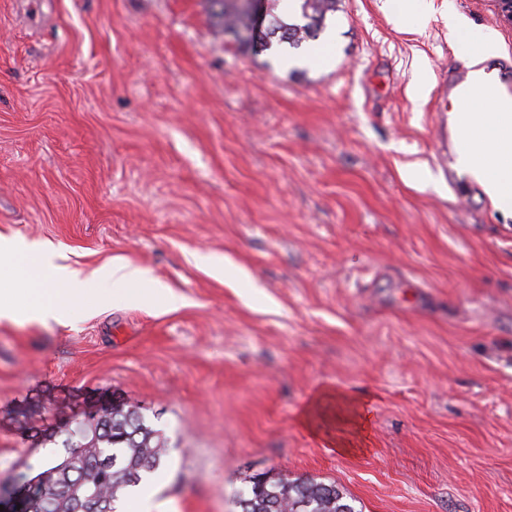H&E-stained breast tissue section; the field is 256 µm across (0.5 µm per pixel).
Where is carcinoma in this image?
<instances>
[{"label":"carcinoma","instance_id":"1","mask_svg":"<svg viewBox=\"0 0 512 512\" xmlns=\"http://www.w3.org/2000/svg\"><path fill=\"white\" fill-rule=\"evenodd\" d=\"M283 0H268L262 29L253 27L246 0H206L210 17L247 46L286 44L298 49L316 40L327 14L336 12V0H293L299 15L280 10ZM87 447L69 468H58L65 441L55 432L42 435L48 446L38 461L47 473L42 496L51 503L47 512H117L116 503L142 485L165 462L167 438L154 428L140 407L106 413L100 424L86 426ZM242 512H356L333 484L311 480L270 481L261 477L243 494Z\"/></svg>","mask_w":512,"mask_h":512}]
</instances>
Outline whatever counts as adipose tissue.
Instances as JSON below:
<instances>
[{
    "label": "adipose tissue",
    "mask_w": 512,
    "mask_h": 512,
    "mask_svg": "<svg viewBox=\"0 0 512 512\" xmlns=\"http://www.w3.org/2000/svg\"><path fill=\"white\" fill-rule=\"evenodd\" d=\"M440 17L450 35L469 42L466 58L475 85L492 87L496 93L495 100L479 99L474 111L449 115L452 128L463 135L455 143L458 173L482 189L495 211L512 218V112L499 106L500 101L512 98V93L497 73L486 67L487 61L498 54V44L492 36L475 33L458 14L444 9ZM61 258L55 248L1 236L0 273L24 275L37 295L19 303L0 302V317L26 322L50 318L65 325L72 305L84 301L88 280L99 282L102 292L98 301L102 304L108 299L107 288L113 284H140L145 280L144 272L127 261L102 266L88 279L81 271L62 264ZM329 407L350 429L347 435L331 438V446L342 452L362 446L365 409L357 398L346 393L330 388L318 392L305 407L302 424L315 434H326L325 410Z\"/></svg>",
    "instance_id": "obj_1"
}]
</instances>
